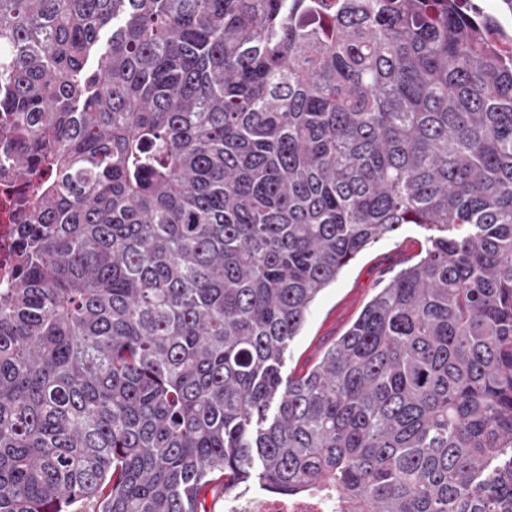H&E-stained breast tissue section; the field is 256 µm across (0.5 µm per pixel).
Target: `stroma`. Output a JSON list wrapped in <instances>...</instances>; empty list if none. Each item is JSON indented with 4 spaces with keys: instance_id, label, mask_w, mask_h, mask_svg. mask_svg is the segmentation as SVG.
Masks as SVG:
<instances>
[{
    "instance_id": "1",
    "label": "stroma",
    "mask_w": 512,
    "mask_h": 512,
    "mask_svg": "<svg viewBox=\"0 0 512 512\" xmlns=\"http://www.w3.org/2000/svg\"><path fill=\"white\" fill-rule=\"evenodd\" d=\"M425 247L412 224L370 245L347 266L336 282L315 300L299 336L290 342L283 375H300L317 364L327 347L355 322L378 289L397 272L415 263Z\"/></svg>"
}]
</instances>
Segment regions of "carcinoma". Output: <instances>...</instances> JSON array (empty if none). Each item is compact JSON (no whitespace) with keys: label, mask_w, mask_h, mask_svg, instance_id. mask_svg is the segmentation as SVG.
<instances>
[{"label":"carcinoma","mask_w":512,"mask_h":512,"mask_svg":"<svg viewBox=\"0 0 512 512\" xmlns=\"http://www.w3.org/2000/svg\"><path fill=\"white\" fill-rule=\"evenodd\" d=\"M0 512H512V35L469 0H0ZM415 224L307 373L317 296ZM220 487L206 489L204 503L212 512H335L336 499L315 490L288 496L273 492L229 491L215 499Z\"/></svg>","instance_id":"cac0c4a2"}]
</instances>
